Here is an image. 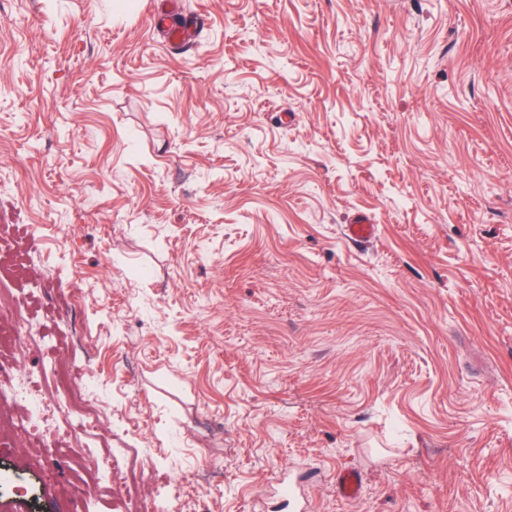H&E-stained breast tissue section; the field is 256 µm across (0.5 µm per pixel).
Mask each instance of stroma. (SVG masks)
<instances>
[{"instance_id":"1","label":"stroma","mask_w":512,"mask_h":512,"mask_svg":"<svg viewBox=\"0 0 512 512\" xmlns=\"http://www.w3.org/2000/svg\"><path fill=\"white\" fill-rule=\"evenodd\" d=\"M54 4L0 0V512L122 453L149 512H512V0ZM337 492L344 499H355L362 490V474L354 468H343L337 475Z\"/></svg>"}]
</instances>
